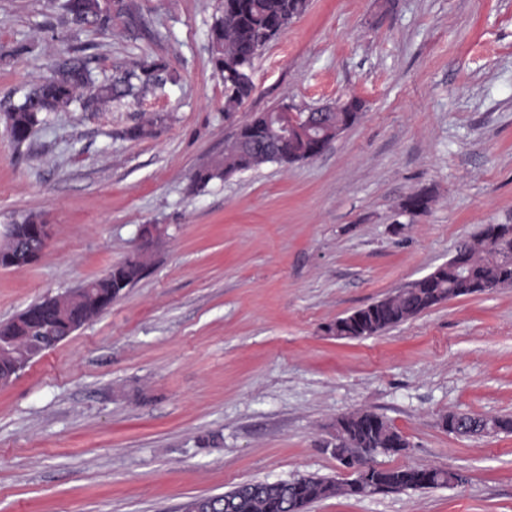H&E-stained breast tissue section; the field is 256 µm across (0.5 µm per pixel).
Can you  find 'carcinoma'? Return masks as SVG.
<instances>
[{"label":"carcinoma","instance_id":"cac0c4a2","mask_svg":"<svg viewBox=\"0 0 512 512\" xmlns=\"http://www.w3.org/2000/svg\"><path fill=\"white\" fill-rule=\"evenodd\" d=\"M309 0H224V10L211 31V48L217 67L224 77L225 115L247 100L252 87L236 88L233 82L247 77V69L255 55L270 41L306 13ZM63 8L76 19L92 16V24L108 26L111 11L104 0H65ZM90 59L73 55L61 59L54 75L33 87L24 95V101L6 114L7 129L16 143L26 141L44 112H57L68 107L82 93L89 92L88 101L100 107L114 100L136 97L155 81L158 65L143 63L138 69L125 71L111 80L94 84L89 69ZM363 102L354 103L333 113L336 124L347 127L362 112ZM277 111L257 112L238 126L232 147L222 157L199 168L193 174L196 186H204L214 178L248 170L266 162L293 163L317 157L324 144L319 133L311 132L288 144V151L264 156L259 144L267 141L272 128L277 126ZM469 263L465 275L483 293L493 288L512 286V247L500 249L482 233L468 243ZM145 263L138 260L129 272L126 282L109 285L103 278L90 281L91 293H79L60 302L42 301L28 307L30 316L17 325L0 324V335L10 337L7 353L0 356V375L14 372V363L32 358L47 350V339L91 321L112 304L121 292L141 277ZM459 271L453 266H442L435 273L409 285L384 302L361 310L364 320L340 317L332 322L343 340H360L379 334L416 317L424 311L460 296L456 292ZM342 435L347 451L367 474L368 495L408 490H423L448 486V469L436 466H407L384 468L374 464L377 454L399 455L407 448L402 435L380 414L357 411L343 417ZM345 495L359 497L353 482H338L333 478L303 476L277 484L247 483L213 500L219 506L212 512H305L312 503Z\"/></svg>","mask_w":512,"mask_h":512}]
</instances>
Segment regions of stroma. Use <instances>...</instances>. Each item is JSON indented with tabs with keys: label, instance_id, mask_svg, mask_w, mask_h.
Here are the masks:
<instances>
[{
	"label": "stroma",
	"instance_id": "35a3bbf8",
	"mask_svg": "<svg viewBox=\"0 0 512 512\" xmlns=\"http://www.w3.org/2000/svg\"><path fill=\"white\" fill-rule=\"evenodd\" d=\"M63 3L0 0V241L29 216L52 226L37 263L0 269V323L100 278L144 227L157 238L141 279L0 386V512H182L246 483L343 481L328 443L358 410L408 443L376 463L464 480L307 512H512V434L441 425L512 416V287L366 339L325 332L512 224V0H310L230 118L210 43L223 0H112L103 29ZM69 51L98 80L164 70L140 100L72 104L15 143L6 111ZM349 98L359 119L315 159L193 188L253 113ZM420 193L427 213L398 218Z\"/></svg>",
	"mask_w": 512,
	"mask_h": 512
}]
</instances>
